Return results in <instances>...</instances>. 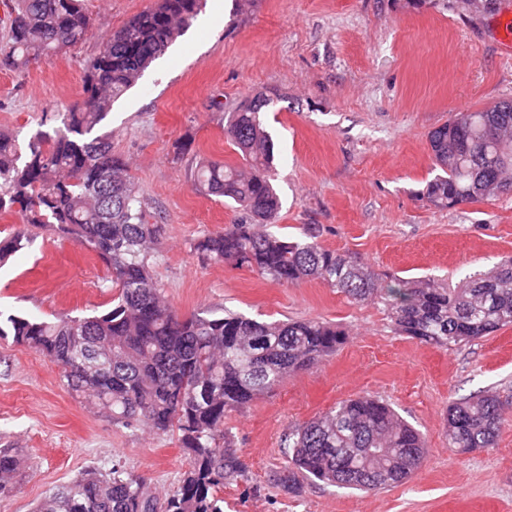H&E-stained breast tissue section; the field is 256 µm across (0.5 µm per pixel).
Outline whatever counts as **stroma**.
Listing matches in <instances>:
<instances>
[{
    "label": "stroma",
    "mask_w": 512,
    "mask_h": 512,
    "mask_svg": "<svg viewBox=\"0 0 512 512\" xmlns=\"http://www.w3.org/2000/svg\"><path fill=\"white\" fill-rule=\"evenodd\" d=\"M157 0H84L85 39L28 68L0 70V130L27 141L84 97V62ZM458 0H205L196 21L112 106L99 127L148 213H163L154 268L181 315L229 309L263 320L317 319L347 334L314 368L229 413L248 479L218 492L224 512H512V419L493 447L454 454L451 401L489 392L512 404V326L448 349L396 331L383 306L316 282L282 285L205 262L192 245L242 213L197 192L201 159L242 165L224 127L246 99L275 97L280 233L319 229L320 243L371 264L384 280L432 275L456 284L512 255V193L448 209L423 198L433 177L428 134L453 113L512 99V0L495 12ZM105 265L75 240L41 231L0 264V313L54 320L105 310ZM374 396L420 430L427 452L402 484L360 492L269 487L292 425L337 402ZM23 457L0 512H33L49 489L119 463L174 493L185 469L177 434L117 429L71 395L58 367L0 338V449Z\"/></svg>",
    "instance_id": "1"
}]
</instances>
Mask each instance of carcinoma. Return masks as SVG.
Instances as JSON below:
<instances>
[{
  "instance_id": "obj_1",
  "label": "carcinoma",
  "mask_w": 512,
  "mask_h": 512,
  "mask_svg": "<svg viewBox=\"0 0 512 512\" xmlns=\"http://www.w3.org/2000/svg\"><path fill=\"white\" fill-rule=\"evenodd\" d=\"M82 0H12L0 36V69L27 67L86 36ZM204 0H159L102 42L86 63L83 101L62 125L40 123L25 147L0 132V213L21 223L0 239V259L35 231L75 238L110 273L111 306L87 316L31 321L0 318V337L33 349L61 369L74 396L100 408L117 428L176 432L189 455L179 487L160 499L119 463L92 468L52 488L35 512H223L216 493L247 477L224 415L272 393L288 376L334 354L345 332L315 319L259 321L226 311L179 317L153 275L164 217L145 204L111 138L96 134L114 100L138 83L188 29ZM274 99L258 93L228 116L225 134L244 168L204 160L194 182L237 204L245 217L194 244L202 258L246 268L280 284L316 280L361 302H378L403 334L440 348L512 326V257L449 287L431 276L382 285L366 262L323 247L312 228L301 238L271 230L280 208L271 182L276 145L265 122ZM437 174L423 197L452 208L512 193V100L454 113L429 135ZM512 405L484 394L448 405V447L489 448ZM284 466L271 487L298 495L323 484L376 492L404 482L421 464L425 441L382 399L342 400L284 435ZM21 471L20 455L0 450V494Z\"/></svg>"
}]
</instances>
